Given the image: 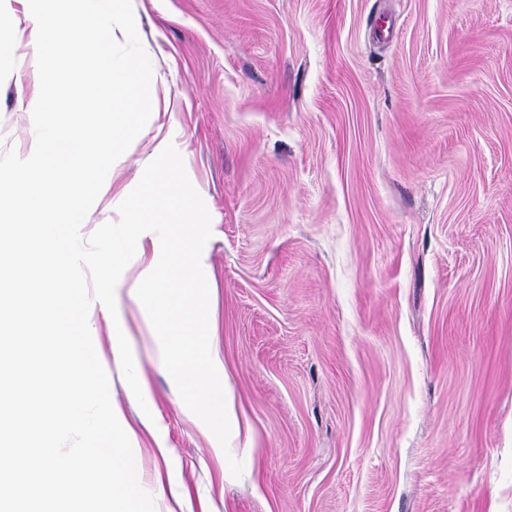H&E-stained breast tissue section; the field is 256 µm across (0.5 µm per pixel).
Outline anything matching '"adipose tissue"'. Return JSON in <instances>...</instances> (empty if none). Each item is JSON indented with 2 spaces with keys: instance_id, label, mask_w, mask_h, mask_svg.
Returning <instances> with one entry per match:
<instances>
[{
  "instance_id": "obj_1",
  "label": "adipose tissue",
  "mask_w": 512,
  "mask_h": 512,
  "mask_svg": "<svg viewBox=\"0 0 512 512\" xmlns=\"http://www.w3.org/2000/svg\"><path fill=\"white\" fill-rule=\"evenodd\" d=\"M207 208L205 197L181 191L175 177L145 173L140 193L125 210L121 242L111 251L87 254L85 261L98 269L106 297L119 293L125 267L148 262L149 272L134 288V298L165 330L175 354L177 388L192 402L197 423L214 451L224 454L242 443L228 371L213 351L203 323L188 319L186 297L171 282L175 276L200 281L208 268L206 253L195 247L188 225L175 215L179 209L201 214ZM158 224L168 226V240L153 234Z\"/></svg>"
}]
</instances>
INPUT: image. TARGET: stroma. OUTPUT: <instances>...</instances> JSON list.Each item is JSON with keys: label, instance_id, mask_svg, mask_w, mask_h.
I'll use <instances>...</instances> for the list:
<instances>
[{"label": "stroma", "instance_id": "35a3bbf8", "mask_svg": "<svg viewBox=\"0 0 512 512\" xmlns=\"http://www.w3.org/2000/svg\"><path fill=\"white\" fill-rule=\"evenodd\" d=\"M132 4L152 112L82 232L175 145L210 202L189 316L252 432L217 455L158 323L127 295L95 312L155 512H512V0ZM14 9L0 154L23 157Z\"/></svg>", "mask_w": 512, "mask_h": 512}]
</instances>
